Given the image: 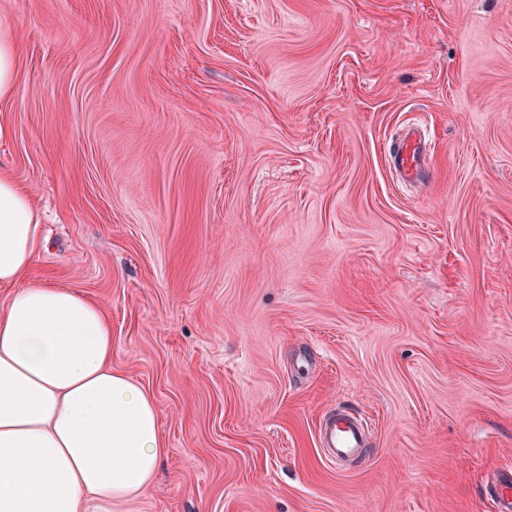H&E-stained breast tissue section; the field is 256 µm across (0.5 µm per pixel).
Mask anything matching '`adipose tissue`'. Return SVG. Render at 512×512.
<instances>
[{
	"label": "adipose tissue",
	"mask_w": 512,
	"mask_h": 512,
	"mask_svg": "<svg viewBox=\"0 0 512 512\" xmlns=\"http://www.w3.org/2000/svg\"><path fill=\"white\" fill-rule=\"evenodd\" d=\"M17 37L0 19V99L16 92ZM40 210L0 171V512H88L147 488L167 448L150 394L113 370L101 307L27 281Z\"/></svg>",
	"instance_id": "ef3b65f1"
}]
</instances>
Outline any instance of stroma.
Instances as JSON below:
<instances>
[{"label":"stroma","instance_id":"obj_1","mask_svg":"<svg viewBox=\"0 0 512 512\" xmlns=\"http://www.w3.org/2000/svg\"><path fill=\"white\" fill-rule=\"evenodd\" d=\"M30 277L99 303L167 454L110 512H495L512 0H0ZM433 179L384 159L409 125ZM371 424L359 466L318 428ZM17 37L9 20L0 19V99H12L16 92Z\"/></svg>","mask_w":512,"mask_h":512}]
</instances>
